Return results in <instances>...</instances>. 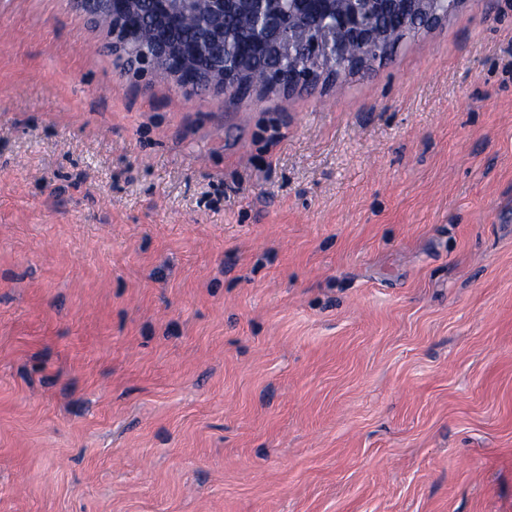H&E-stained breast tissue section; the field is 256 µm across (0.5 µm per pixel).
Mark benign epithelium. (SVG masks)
<instances>
[{
  "instance_id": "benign-epithelium-1",
  "label": "benign epithelium",
  "mask_w": 512,
  "mask_h": 512,
  "mask_svg": "<svg viewBox=\"0 0 512 512\" xmlns=\"http://www.w3.org/2000/svg\"><path fill=\"white\" fill-rule=\"evenodd\" d=\"M74 2L97 20L109 19L113 46L123 54L145 60L148 69L168 76L183 87L219 90L229 101L239 99L240 81L235 63L244 59L264 55L295 59L304 55L316 59L324 70L336 67V59L344 55L341 45L327 38L310 43L299 41L288 24L291 15L305 16L311 27L321 32L328 29L326 20L330 19L333 26L349 30L357 43L364 44L375 36L367 10L371 3L405 10L406 33L412 36L442 23L462 4V0H435L441 8L423 11L418 8V0H350V11L340 15L334 10V0H205L206 10L200 20L202 39L176 48L168 41L136 44L128 23V0ZM239 9L250 15L254 27L249 42L235 47L224 43L221 23L224 14Z\"/></svg>"
}]
</instances>
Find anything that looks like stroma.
Segmentation results:
<instances>
[{"instance_id": "stroma-1", "label": "stroma", "mask_w": 512, "mask_h": 512, "mask_svg": "<svg viewBox=\"0 0 512 512\" xmlns=\"http://www.w3.org/2000/svg\"><path fill=\"white\" fill-rule=\"evenodd\" d=\"M0 0V512H512V0L237 102Z\"/></svg>"}]
</instances>
